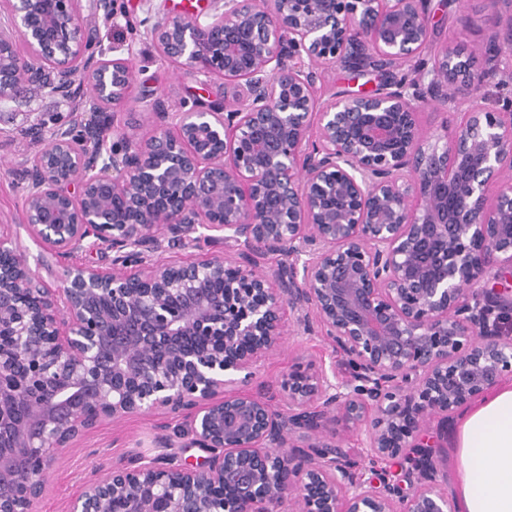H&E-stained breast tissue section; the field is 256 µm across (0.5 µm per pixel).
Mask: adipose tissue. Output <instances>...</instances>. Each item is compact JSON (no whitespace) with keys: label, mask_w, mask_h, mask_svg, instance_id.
Returning a JSON list of instances; mask_svg holds the SVG:
<instances>
[{"label":"adipose tissue","mask_w":512,"mask_h":512,"mask_svg":"<svg viewBox=\"0 0 512 512\" xmlns=\"http://www.w3.org/2000/svg\"><path fill=\"white\" fill-rule=\"evenodd\" d=\"M453 439L458 512H512V381L465 410Z\"/></svg>","instance_id":"obj_1"}]
</instances>
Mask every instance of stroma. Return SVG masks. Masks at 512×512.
I'll return each mask as SVG.
<instances>
[{"label":"stroma","instance_id":"stroma-1","mask_svg":"<svg viewBox=\"0 0 512 512\" xmlns=\"http://www.w3.org/2000/svg\"><path fill=\"white\" fill-rule=\"evenodd\" d=\"M189 6L206 14L216 8L214 0H112L115 18L106 21L96 16L95 0H80L82 14L92 20L91 52L114 45L129 51L132 80L125 103L107 114L112 143L124 145L128 137L152 129L156 118L146 110V100L160 99L176 107L223 101V77L215 75L208 84H199L180 64L164 58L150 36L157 16L181 15ZM426 6L433 24L431 42L419 59L403 65V72L408 74L448 46L470 52L485 50L489 38L504 33L512 23L506 6L493 10L486 0H427ZM377 82V74L361 75L336 66L322 70L319 96L325 100L339 91L370 90ZM89 94L86 88L77 97L37 92L24 84L12 96L0 99V224L10 225L29 263L46 256L48 249L30 236L23 221V172L43 149L45 135L70 127L80 97ZM111 260V252L88 240L70 255L54 258L44 280L55 288L68 267L84 264L106 268ZM311 361L335 365L341 373L346 370L319 331L306 333L289 327L283 346L258 364L251 389L271 398L274 407L285 409L281 380L289 369ZM181 422L176 415H138L118 424L103 422L58 453L46 477L45 492L33 504L32 512H67L70 499L85 483L116 469H131L153 459L159 465L175 467L204 457V449L178 434Z\"/></svg>","mask_w":512,"mask_h":512}]
</instances>
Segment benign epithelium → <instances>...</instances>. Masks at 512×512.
I'll return each instance as SVG.
<instances>
[{"mask_svg":"<svg viewBox=\"0 0 512 512\" xmlns=\"http://www.w3.org/2000/svg\"><path fill=\"white\" fill-rule=\"evenodd\" d=\"M78 2L6 0L27 52L0 43V97L92 87L82 137L52 132L25 170L24 221L57 257L95 238L112 268L50 288L0 224V512H30L76 438L146 414L183 417L209 456L115 470L69 512H456L424 423L512 376V99L477 103L495 70L446 47L422 93L385 78L319 107V68L385 73L425 49V0H224L151 37L233 96L155 100L150 135L108 148L97 116L124 103L131 69L119 46L87 53ZM429 101L468 105L432 142ZM202 239L224 254L147 261ZM288 310L306 331L315 316L348 373L290 369L283 413L248 386ZM330 415L364 436L361 459L325 433Z\"/></svg>","mask_w":512,"mask_h":512,"instance_id":"obj_1","label":"benign epithelium"}]
</instances>
